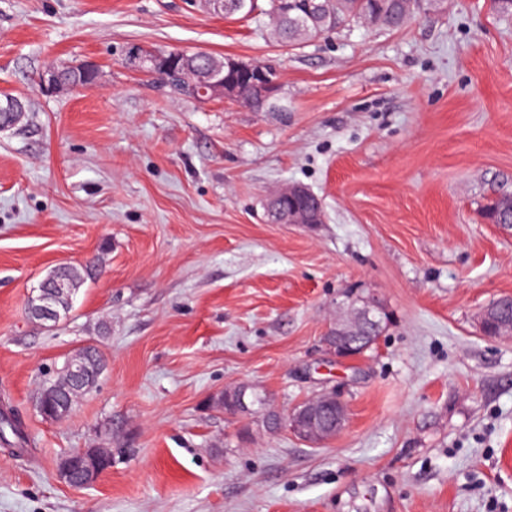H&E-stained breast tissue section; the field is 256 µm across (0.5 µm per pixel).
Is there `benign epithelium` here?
I'll return each mask as SVG.
<instances>
[{"label": "benign epithelium", "instance_id": "1", "mask_svg": "<svg viewBox=\"0 0 512 512\" xmlns=\"http://www.w3.org/2000/svg\"><path fill=\"white\" fill-rule=\"evenodd\" d=\"M186 54L173 51L166 55L162 53H146L139 49L130 52L129 62L134 67L155 76L162 77L176 65L184 63ZM233 71L245 73L252 96L261 102H269L274 93V83L270 80L266 68L260 64H246L234 59L214 67L204 78L199 92L205 100L230 99L238 100L241 94L235 81L230 76ZM12 113L14 122L18 123L25 117L24 103L16 97L0 99V110ZM315 195L300 184H288L275 190L270 200L279 207L272 211L273 216L287 224H319L322 222V207L312 208L297 205L300 199H313ZM41 293L28 298L27 314L30 319L44 325L57 323L60 320V309L57 308L58 296L64 291L63 285L56 289L47 290V285H41ZM512 305V296H504L484 307L478 317L477 326L484 336L493 338L512 339V322H502L497 318V308L502 304ZM344 312L336 319V324L328 331V336L334 339L326 349L338 358H353L358 356L365 347L357 349L352 345L369 336H380L388 321V312L380 300L368 295L359 297L345 305ZM265 414L273 416L277 425L289 429L304 442L318 445L338 434L347 422V407L343 400L334 392H322L308 398L293 408L287 416L271 409ZM80 454L101 464L89 469L87 479L79 480L74 475L73 458L66 456L58 465V476L65 484L84 488L95 483L108 469L112 468V453L104 452L97 457V449L83 448Z\"/></svg>", "mask_w": 512, "mask_h": 512}]
</instances>
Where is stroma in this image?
<instances>
[{"mask_svg": "<svg viewBox=\"0 0 512 512\" xmlns=\"http://www.w3.org/2000/svg\"><path fill=\"white\" fill-rule=\"evenodd\" d=\"M135 48L257 63L273 107L172 91ZM95 62L82 91L39 76ZM0 512H512V340L474 318L512 295V231L482 208L512 192V14L435 0L399 30L348 25L294 49L207 0H0ZM299 183L319 224H277ZM86 267L48 330L27 299ZM390 321L355 358L323 336L348 293ZM105 361L64 420L35 403L80 348ZM253 383L280 412L338 393L348 421L312 446L213 407ZM108 448L92 486L57 476ZM80 454L90 460L95 461L96 467L89 469V474L86 480H79L75 477L73 470L75 469L73 458L70 456L63 457L58 465V476L65 484L76 487L84 488L95 483L108 469L112 467V452L104 450V456L98 460L97 448H83L80 449ZM102 462L98 465V462Z\"/></svg>", "mask_w": 512, "mask_h": 512, "instance_id": "obj_1", "label": "stroma"}]
</instances>
